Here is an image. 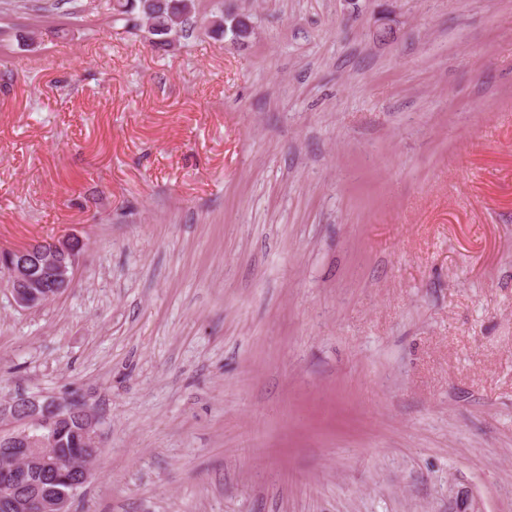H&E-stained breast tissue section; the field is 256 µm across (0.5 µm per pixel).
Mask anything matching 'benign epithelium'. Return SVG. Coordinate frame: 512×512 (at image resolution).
<instances>
[{
	"label": "benign epithelium",
	"mask_w": 512,
	"mask_h": 512,
	"mask_svg": "<svg viewBox=\"0 0 512 512\" xmlns=\"http://www.w3.org/2000/svg\"><path fill=\"white\" fill-rule=\"evenodd\" d=\"M82 244V238L69 235L1 251L0 261L5 263L4 274L16 306L28 309L71 288ZM45 405L28 397L0 402V420L15 425L14 430L0 435V454L9 457L0 464V508L4 512H24L32 497L43 499L46 512H71L75 491L92 476V470L79 463L94 459L100 452L94 417L88 414L85 419L82 447L86 451L71 461L51 463L47 456L54 438L35 434L39 426L50 422ZM77 469L82 475L68 479L67 474Z\"/></svg>",
	"instance_id": "7a95c632"
}]
</instances>
